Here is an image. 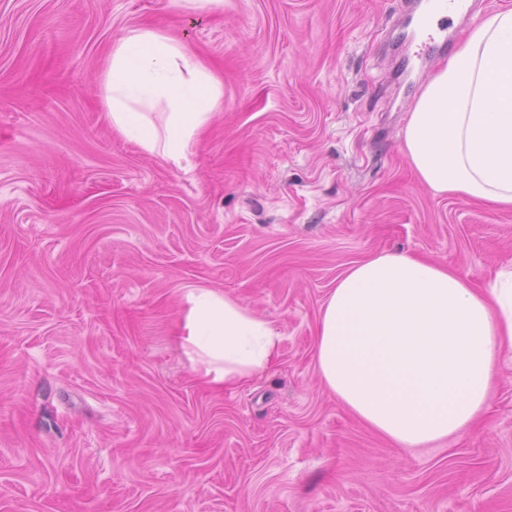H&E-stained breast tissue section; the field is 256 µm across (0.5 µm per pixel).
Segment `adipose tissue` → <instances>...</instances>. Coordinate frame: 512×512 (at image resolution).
Wrapping results in <instances>:
<instances>
[{
    "instance_id": "1",
    "label": "adipose tissue",
    "mask_w": 512,
    "mask_h": 512,
    "mask_svg": "<svg viewBox=\"0 0 512 512\" xmlns=\"http://www.w3.org/2000/svg\"><path fill=\"white\" fill-rule=\"evenodd\" d=\"M98 87L126 140L180 164L224 85L182 40L147 26L114 33ZM402 151L438 194L512 207V8L470 28L424 84ZM185 354L210 382L235 388L278 363L283 338L213 288H190ZM512 352V264L483 287L439 261L381 253L349 267L319 318L323 385L399 447L427 448L471 428Z\"/></svg>"
}]
</instances>
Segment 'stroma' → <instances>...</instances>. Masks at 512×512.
<instances>
[{"label": "stroma", "mask_w": 512, "mask_h": 512, "mask_svg": "<svg viewBox=\"0 0 512 512\" xmlns=\"http://www.w3.org/2000/svg\"><path fill=\"white\" fill-rule=\"evenodd\" d=\"M508 0L408 42L421 0H0V512H512V360L482 422L404 450L321 383L320 311L400 252L480 285L512 209L435 194L401 151L424 79ZM184 40L224 97L181 166L103 118L116 30ZM213 288L283 337L206 383L177 339Z\"/></svg>", "instance_id": "obj_1"}]
</instances>
